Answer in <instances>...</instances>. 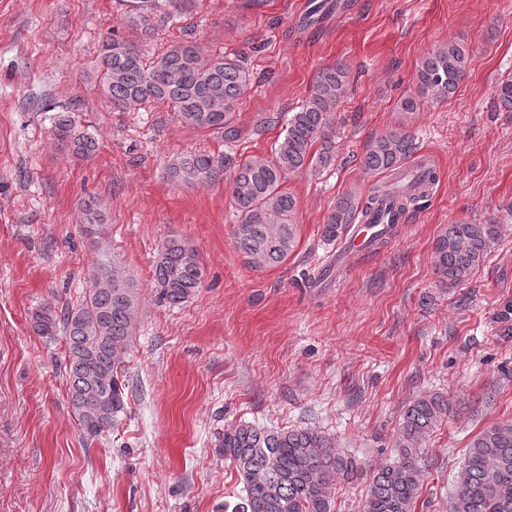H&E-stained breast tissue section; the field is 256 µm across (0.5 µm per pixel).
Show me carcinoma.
<instances>
[{
    "label": "carcinoma",
    "mask_w": 512,
    "mask_h": 512,
    "mask_svg": "<svg viewBox=\"0 0 512 512\" xmlns=\"http://www.w3.org/2000/svg\"><path fill=\"white\" fill-rule=\"evenodd\" d=\"M122 2L128 22L147 43L175 19L191 15L200 0ZM470 56L469 48L455 40L425 55L416 71V90L400 100L399 111L411 114L425 100L441 101L455 94ZM96 69L100 89L114 110L166 103L189 127L208 130L226 144L239 138L232 112L251 81L240 55L213 54L189 36L149 57L139 45L109 30ZM346 78L342 65L319 73L309 97L288 117L285 133L269 158L235 161L222 152L200 151L168 162L167 178L177 185H209L232 171L228 189L238 217L233 239L249 267L277 266L294 251L296 200L284 184L291 173L321 172L334 165L330 116L344 96ZM498 101L512 111V76L500 82ZM54 128L57 140L73 154L88 158L95 152L94 140L76 132L69 113H58ZM416 150L414 135L400 128L371 138L361 166L369 173L390 176L391 184L367 197L350 193L339 198L323 225V238L338 239L359 215L386 211L402 217L417 209L437 174L431 168L415 179L407 174ZM501 229L500 224L468 221L448 225L434 244L438 281L450 288L467 283L486 262ZM204 276L195 248L177 238L162 243L153 281L167 304L187 301ZM137 314L133 279L101 263L93 273L92 288L76 303L59 312L44 307L32 317L37 335L62 336L70 403L89 437L111 431L127 413L124 377ZM451 413L448 396L435 390L418 394L405 406L394 456L373 469L358 512H415L425 480L420 466L424 445ZM217 448L242 483L241 494L224 503V512H336L338 484L362 472L355 457L337 451L333 438L310 427L271 429L240 420L219 436ZM447 512H512V417L497 419L472 437L454 477Z\"/></svg>",
    "instance_id": "obj_1"
}]
</instances>
